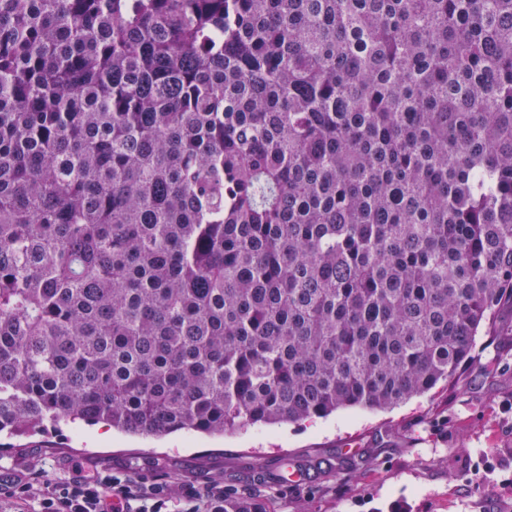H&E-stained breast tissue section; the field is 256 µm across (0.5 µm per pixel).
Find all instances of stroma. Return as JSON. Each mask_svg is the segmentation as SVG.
Here are the masks:
<instances>
[{
    "instance_id": "obj_1",
    "label": "stroma",
    "mask_w": 512,
    "mask_h": 512,
    "mask_svg": "<svg viewBox=\"0 0 512 512\" xmlns=\"http://www.w3.org/2000/svg\"><path fill=\"white\" fill-rule=\"evenodd\" d=\"M303 482L285 481L290 466ZM109 470L178 502L219 484L264 512H512V307L454 388L387 410L344 409L298 424L161 440L102 427L0 437V482L33 485Z\"/></svg>"
}]
</instances>
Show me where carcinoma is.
<instances>
[{"label":"carcinoma","mask_w":512,"mask_h":512,"mask_svg":"<svg viewBox=\"0 0 512 512\" xmlns=\"http://www.w3.org/2000/svg\"><path fill=\"white\" fill-rule=\"evenodd\" d=\"M506 297L512 0H0V434L391 408Z\"/></svg>","instance_id":"carcinoma-1"}]
</instances>
